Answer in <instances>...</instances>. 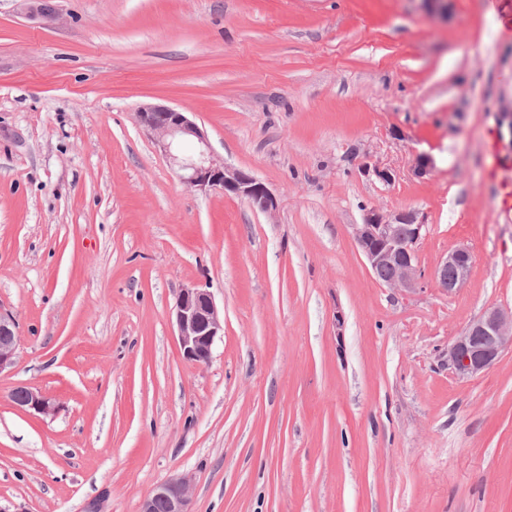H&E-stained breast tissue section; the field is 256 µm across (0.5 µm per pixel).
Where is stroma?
<instances>
[{"label": "stroma", "instance_id": "35a3bbf8", "mask_svg": "<svg viewBox=\"0 0 512 512\" xmlns=\"http://www.w3.org/2000/svg\"><path fill=\"white\" fill-rule=\"evenodd\" d=\"M49 3L0 0V512H139L176 476L192 512H512V348L448 369L512 308L487 174L512 180V0ZM145 104L186 111L276 214L187 187ZM373 207L423 217L424 272L467 247L465 284L378 281L353 237ZM190 286L224 320L204 363L171 321ZM18 342V324L13 316L0 306V374L14 366ZM512 348V308L492 307L469 324L448 348V367L460 380L488 371ZM12 392L14 403L26 413L47 416L54 414L57 410L51 398L33 387L18 385Z\"/></svg>", "mask_w": 512, "mask_h": 512}]
</instances>
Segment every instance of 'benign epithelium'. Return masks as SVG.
<instances>
[{"label":"benign epithelium","mask_w":512,"mask_h":512,"mask_svg":"<svg viewBox=\"0 0 512 512\" xmlns=\"http://www.w3.org/2000/svg\"><path fill=\"white\" fill-rule=\"evenodd\" d=\"M137 119L187 186L202 193L218 191L242 198L269 216L276 213L278 199L267 185L245 170L224 164L212 151L205 132L187 113L151 104L138 109ZM425 228L412 211L389 220L371 208L362 223L353 226V236L371 271L391 267L392 275L384 284L411 294L424 288L425 273L417 246ZM471 266L469 249L458 247L441 261L431 282L451 293L466 281ZM172 319L183 356L195 363L208 361L215 339L224 335V321L210 292L196 286L181 289ZM18 342V324L0 307V374L14 366ZM508 348H512V308H488L455 337L448 348V367L458 379L468 380L488 371ZM12 398L29 414L47 416L57 410L51 398L27 385L16 386ZM160 503L166 512H190L187 480L174 477L157 485L142 501L140 512H157Z\"/></svg>","instance_id":"7a95c632"}]
</instances>
